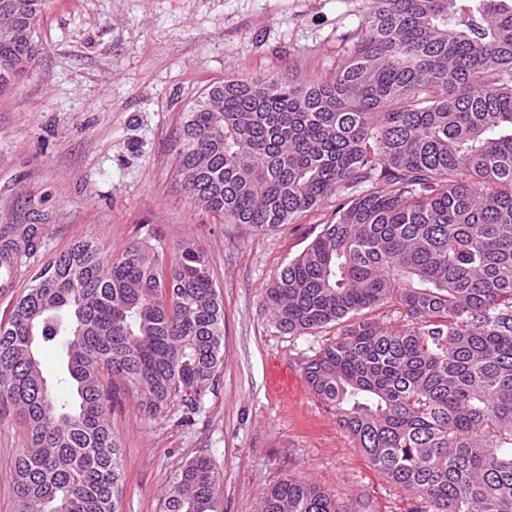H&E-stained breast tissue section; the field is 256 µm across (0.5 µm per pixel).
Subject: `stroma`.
Listing matches in <instances>:
<instances>
[{
	"instance_id": "stroma-1",
	"label": "stroma",
	"mask_w": 512,
	"mask_h": 512,
	"mask_svg": "<svg viewBox=\"0 0 512 512\" xmlns=\"http://www.w3.org/2000/svg\"><path fill=\"white\" fill-rule=\"evenodd\" d=\"M371 0H47L27 75L0 94V232L32 227L18 290L80 240L106 257L142 242L173 258L208 255L224 302V364L193 414L146 419L134 397L111 415L125 473L121 512H161L176 470L207 457L220 512H260L266 492L305 478L375 512H416L414 495L376 470L304 368L323 334L275 330L265 290L319 232L328 200L267 234L227 224L177 172L184 112L217 81L275 75L328 80ZM28 428L0 406V512H11V461Z\"/></svg>"
}]
</instances>
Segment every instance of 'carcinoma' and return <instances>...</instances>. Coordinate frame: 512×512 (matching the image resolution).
I'll use <instances>...</instances> for the list:
<instances>
[{
    "mask_svg": "<svg viewBox=\"0 0 512 512\" xmlns=\"http://www.w3.org/2000/svg\"><path fill=\"white\" fill-rule=\"evenodd\" d=\"M46 0H0V94L36 51ZM178 174L226 224L259 233L351 192L265 290L273 327L336 328L305 366L313 393L397 488L431 512H512V0H372L332 77L217 82L184 113ZM28 228L0 245L22 266ZM398 304L400 325L375 312ZM207 254L78 242L41 267L0 325V405L29 440L13 512H118L108 401L154 419L194 409L224 363ZM56 351L65 393L42 368ZM195 457L162 512H218ZM262 512H373L305 480Z\"/></svg>",
    "mask_w": 512,
    "mask_h": 512,
    "instance_id": "1",
    "label": "carcinoma"
}]
</instances>
